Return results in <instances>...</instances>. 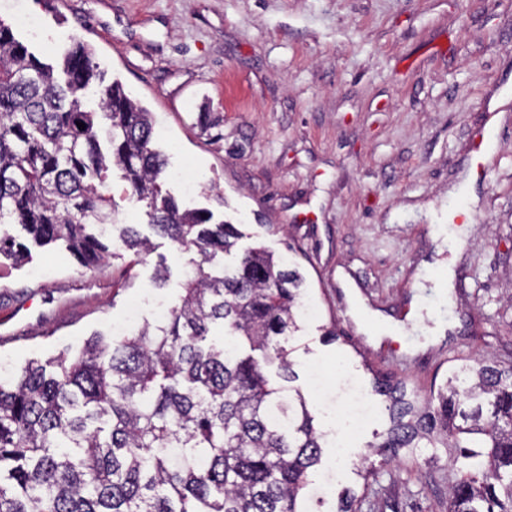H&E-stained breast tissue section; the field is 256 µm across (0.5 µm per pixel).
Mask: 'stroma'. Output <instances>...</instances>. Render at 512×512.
Instances as JSON below:
<instances>
[{
	"mask_svg": "<svg viewBox=\"0 0 512 512\" xmlns=\"http://www.w3.org/2000/svg\"><path fill=\"white\" fill-rule=\"evenodd\" d=\"M19 5L40 34L16 25ZM0 18L55 66L82 36L154 113L165 188L244 233L225 269L261 245L305 275L316 314L288 343L297 387L332 434L352 424L344 384L377 411L346 451L324 449L317 512L346 488L359 512H447L445 448L399 456L370 487L357 468L387 419L373 372L424 397L457 358L512 361V109L483 171L470 165L485 106L512 89V0H0ZM109 180L153 252L92 271L50 244L0 264V313L27 307L0 364L76 354L132 301L150 321L176 300L190 253L155 234L119 172Z\"/></svg>",
	"mask_w": 512,
	"mask_h": 512,
	"instance_id": "1",
	"label": "stroma"
}]
</instances>
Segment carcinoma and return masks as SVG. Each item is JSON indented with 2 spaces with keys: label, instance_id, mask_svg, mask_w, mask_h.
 I'll return each instance as SVG.
<instances>
[{
  "label": "carcinoma",
  "instance_id": "1",
  "mask_svg": "<svg viewBox=\"0 0 512 512\" xmlns=\"http://www.w3.org/2000/svg\"><path fill=\"white\" fill-rule=\"evenodd\" d=\"M98 78L81 39L60 78L0 19V257H28L5 228L17 224L88 269L114 243L141 261L154 246L117 222V167L156 234L194 253L193 270L164 321L97 334L71 357L29 361L0 381V512H310L304 491L327 433L302 390L284 394L252 355L296 380L288 340L301 329L305 278L261 245L226 274L242 233L163 191L153 113L120 83L100 87L98 110H86L78 92ZM217 325L229 352L210 342ZM374 392L388 401V425L368 444L364 481L377 475L373 456L387 465L440 444L448 512H512L511 364L459 358L422 401L381 374Z\"/></svg>",
  "mask_w": 512,
  "mask_h": 512
}]
</instances>
